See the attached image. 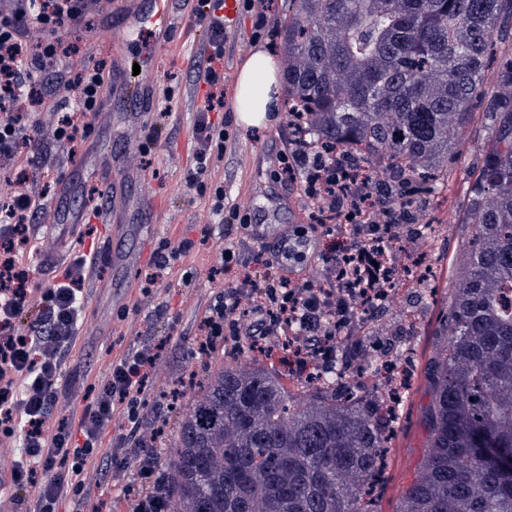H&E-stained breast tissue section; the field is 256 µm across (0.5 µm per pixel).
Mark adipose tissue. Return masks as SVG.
<instances>
[{"mask_svg":"<svg viewBox=\"0 0 512 512\" xmlns=\"http://www.w3.org/2000/svg\"><path fill=\"white\" fill-rule=\"evenodd\" d=\"M279 64L262 48L241 63L235 80V112L243 129L268 127L280 110Z\"/></svg>","mask_w":512,"mask_h":512,"instance_id":"adipose-tissue-1","label":"adipose tissue"}]
</instances>
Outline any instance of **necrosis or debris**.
Here are the masks:
<instances>
[{
  "label": "necrosis or debris",
  "instance_id": "1",
  "mask_svg": "<svg viewBox=\"0 0 512 512\" xmlns=\"http://www.w3.org/2000/svg\"><path fill=\"white\" fill-rule=\"evenodd\" d=\"M394 295V289L387 288L371 303L357 305L352 323L336 330L337 349L342 352L347 346H359L364 359L353 361L342 354L332 364L316 362L303 371L288 370L291 391H302L314 378L326 376L349 382L361 392L372 390L382 381L394 393L405 390L414 375L412 339L420 322L418 306L405 308L390 340L381 342L374 335L376 327L386 319Z\"/></svg>",
  "mask_w": 512,
  "mask_h": 512
}]
</instances>
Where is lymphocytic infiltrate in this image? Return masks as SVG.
Here are the masks:
<instances>
[{"mask_svg":"<svg viewBox=\"0 0 512 512\" xmlns=\"http://www.w3.org/2000/svg\"><path fill=\"white\" fill-rule=\"evenodd\" d=\"M8 2L7 9H0V173L11 187L0 196V445L21 450L13 467L16 495L34 492L35 512H58L64 497L81 492L84 468L101 453L102 436L116 419L126 430L116 438L112 467L118 472L128 467L130 444L146 407L147 383L162 347L145 345L109 364L95 396L81 410L78 432H71L67 423H51L59 402L62 354L74 342L82 320L86 260L75 258L48 288H33L32 269L22 261L20 248L31 243L29 226L42 203L28 182L46 161L45 140L71 150L87 138L89 126L78 116L97 112L106 67L75 64L80 49L63 35L65 29L86 24L91 0ZM221 6L222 0H211L199 14L210 34V53L198 66L207 91L195 124L196 167L187 177L199 190L227 137L210 119L211 113L224 109V74L219 70L224 20L217 14ZM49 73L59 75L65 95L45 90L42 78ZM47 111L55 115L50 129L30 124L32 114ZM284 170L302 172L305 194L319 198L327 210L350 218L366 207L375 210L382 231L342 252L322 254L332 282L326 293L284 276L285 266L306 258L304 231L284 234L274 253L263 258V276L244 278L219 294L202 330L212 340H263L296 327L295 352L306 366L333 360L336 326L347 321L350 306L393 287L401 271L392 259L396 236L384 205L389 193L378 181L353 180L356 166L347 155L332 157L313 150L294 152ZM136 480V486L126 489L135 504L133 512H154L163 498L158 461L141 460Z\"/></svg>","mask_w":512,"mask_h":512,"instance_id":"lymphocytic-infiltrate-1","label":"lymphocytic infiltrate"}]
</instances>
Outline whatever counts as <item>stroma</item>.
Segmentation results:
<instances>
[{"label": "stroma", "mask_w": 512, "mask_h": 512, "mask_svg": "<svg viewBox=\"0 0 512 512\" xmlns=\"http://www.w3.org/2000/svg\"><path fill=\"white\" fill-rule=\"evenodd\" d=\"M148 0H102L101 9L90 18L89 27L68 32L82 53L80 64L92 67L113 62L110 50L120 47L124 37L122 21L134 6ZM181 21L174 35V46L162 55L156 75L157 93L150 101L141 126L126 128L123 118H116L112 136L98 143L96 134H89L75 152L48 145L47 163L31 185L33 192L45 195L46 205H53L63 177L70 176L82 185L71 200L75 212H90V198L100 183L97 179L100 154L112 157L114 199L119 200V220L139 225L136 236L114 239L104 236L101 228L91 235L73 237L60 231L45 238L40 226L47 216H40L39 228L33 229L32 241L40 255L33 264L32 285L45 288L60 276L75 256L93 254L100 261L105 279H112L113 269L106 259L113 250L135 251L145 255L144 263L128 274L130 288L124 289V303L114 306L105 294L85 287L86 301L82 325L76 341L64 354L63 374L59 387V410L82 407L86 396L103 377L111 359L146 344L163 342L154 385L167 381H188L193 369L188 357L190 348L201 340L200 325L214 296L244 275L260 276L261 264L255 260L258 251L272 247L276 240L270 225H299L307 229L311 239V262L293 268L299 280H314L321 273L315 258L327 249L338 248L333 238L311 229V211L304 203L301 185L281 179L282 157L294 149L293 135L285 115H278L268 128L245 131L235 121L233 87L242 61L255 47L274 51L277 33L288 15V0H266L268 25L264 32L254 29V16L246 8L225 25L224 42V127L229 134L221 157L213 159L203 180L207 192H199L186 183L194 168V127L203 105L206 86L197 78V66L209 50V33L199 23L198 0H171ZM156 142L149 155L139 147L148 135ZM492 133L483 119H476L458 134L457 157L448 164V181L435 193L424 196L419 204L420 219L436 224L446 231L441 258L431 279V289L422 308L420 327L413 340L416 378L400 409V421L391 441L392 453L387 469L379 508L395 512L402 491L418 476L426 452L423 415L431 397L430 363L437 357L444 342L441 321L448 309V300L463 270L472 225L463 221L466 203L475 177V167L491 143ZM224 189L225 208L247 212L255 226V237H225L224 227L211 221V189ZM151 197L155 211L144 210V197ZM212 223L208 241H201L200 227ZM191 239L195 245L188 255L176 261L147 285L146 278L154 271L156 252L166 243ZM225 247L234 248L239 259L225 267L223 273L212 275L216 257ZM175 313V329H168L165 315ZM134 468L113 472L108 457H101L89 466L84 475L83 495L62 500L59 512H84L87 502L97 503L101 512H125V485L132 481Z\"/></svg>", "instance_id": "obj_1"}]
</instances>
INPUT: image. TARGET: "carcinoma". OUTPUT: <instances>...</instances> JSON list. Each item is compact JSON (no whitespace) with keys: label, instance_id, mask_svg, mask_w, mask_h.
Instances as JSON below:
<instances>
[{"label":"carcinoma","instance_id":"1","mask_svg":"<svg viewBox=\"0 0 512 512\" xmlns=\"http://www.w3.org/2000/svg\"><path fill=\"white\" fill-rule=\"evenodd\" d=\"M506 8L512 0H289L278 38L295 137L354 152L365 176L393 188L433 190L475 117ZM494 88L509 106L484 109L493 143L433 363L428 451L397 512H512V58ZM255 351L271 353L250 345L228 362L200 350L193 394L156 395L175 415L168 512H380L387 402L336 382L298 401Z\"/></svg>","mask_w":512,"mask_h":512}]
</instances>
